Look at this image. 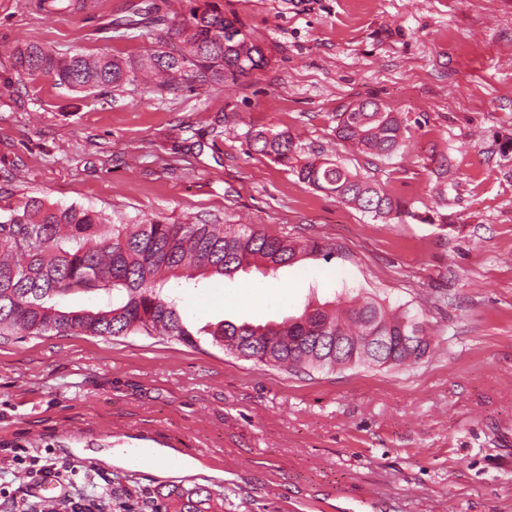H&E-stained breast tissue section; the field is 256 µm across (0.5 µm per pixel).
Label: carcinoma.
<instances>
[{
    "instance_id": "1",
    "label": "carcinoma",
    "mask_w": 512,
    "mask_h": 512,
    "mask_svg": "<svg viewBox=\"0 0 512 512\" xmlns=\"http://www.w3.org/2000/svg\"><path fill=\"white\" fill-rule=\"evenodd\" d=\"M168 38L179 42L177 55L155 50L138 60L83 53L58 57L30 43L16 52L15 66L32 80L88 92L120 88L139 74L159 91L192 83L222 88L268 64L253 34L214 3L191 8L187 18L174 16ZM336 139L388 157L403 146L402 121L398 113L380 112L366 101L337 115ZM248 147L286 166L297 144L286 131L265 129L249 138ZM298 178L381 218L399 210L397 201L337 160L308 161ZM321 253L331 254L332 247L272 237L247 225L168 224L155 218L109 224L89 208L34 200L0 216V338L142 334L197 347L200 337L209 336L227 354L307 375L334 371L351 357L357 365L385 368L416 363L431 352L434 339L423 322L374 300L338 307L326 302L275 324L222 320L195 332L187 327L179 305L182 289L251 266L273 273ZM93 291L106 295V302L80 310L59 303L64 296ZM371 330L386 337L384 347L362 345ZM402 336L416 337V346H400ZM211 497L204 486L174 487L147 507L150 512H208Z\"/></svg>"
}]
</instances>
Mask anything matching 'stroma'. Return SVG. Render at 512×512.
<instances>
[{"instance_id":"35a3bbf8","label":"stroma","mask_w":512,"mask_h":512,"mask_svg":"<svg viewBox=\"0 0 512 512\" xmlns=\"http://www.w3.org/2000/svg\"><path fill=\"white\" fill-rule=\"evenodd\" d=\"M132 2L0 0V215L37 199L329 243L327 259L202 280L182 307L198 326L266 324L359 296L422 314L435 349L296 376L205 339L2 340L0 458L19 456L20 474L0 512H26L34 463L66 465L71 488L109 505L199 484L222 512H512V0H215L269 58L239 84L84 94L18 75L27 43L157 49L119 28ZM366 100L403 123L391 157L336 141L337 113ZM268 128L402 212H362L249 150Z\"/></svg>"}]
</instances>
